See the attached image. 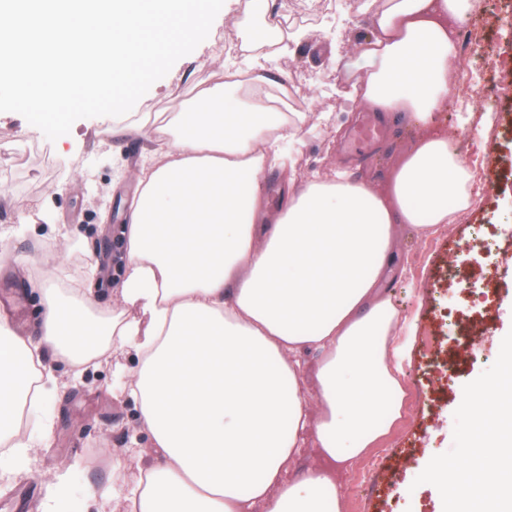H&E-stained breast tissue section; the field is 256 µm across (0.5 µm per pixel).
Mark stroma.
I'll return each mask as SVG.
<instances>
[{
  "label": "stroma",
  "instance_id": "obj_1",
  "mask_svg": "<svg viewBox=\"0 0 512 512\" xmlns=\"http://www.w3.org/2000/svg\"><path fill=\"white\" fill-rule=\"evenodd\" d=\"M245 0H225L214 20V45L198 46L153 83L133 110L74 122L72 144L48 142L29 131L14 112H0V247L28 261L49 265L62 289L97 282L103 306L112 292L118 261L121 200L136 190V171L146 152L143 138L112 139L115 123L136 124L142 113L177 111L189 87L216 71L224 54L217 42L234 36L245 56L275 39L276 30L250 19ZM465 23L483 39L484 56H462L460 71L470 83L467 100L449 98L442 121L471 170L485 168L476 181L471 208L430 236L400 227L383 290L410 331L401 382L404 411L389 431L339 477V512H450L442 491L421 483L436 460L451 459L468 441L472 426L462 404L475 382L493 379L500 361L493 346L512 311V0H479ZM292 54L271 57L267 68L288 72L300 109L310 120L332 115L329 128L308 134L294 155L297 181L344 170L350 180L384 189L392 168L421 135L419 129L390 124L387 138L371 157L350 149L363 111L346 112L333 95L332 59L344 52L360 63V43L370 31L362 9L337 6L324 21L303 25ZM108 223H101V213ZM492 224L502 252L488 262L470 247L474 226ZM489 313L485 335L467 342L463 316ZM467 344L461 371L449 377L443 365L449 349ZM59 390L48 402L53 434L34 448L32 471L0 479V512H40L56 473L68 474L65 512H126L124 494L149 458L151 434L135 403L121 392L112 367L92 366L74 376L62 360L53 364Z\"/></svg>",
  "mask_w": 512,
  "mask_h": 512
}]
</instances>
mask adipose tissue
<instances>
[{
	"instance_id": "obj_1",
	"label": "adipose tissue",
	"mask_w": 512,
	"mask_h": 512,
	"mask_svg": "<svg viewBox=\"0 0 512 512\" xmlns=\"http://www.w3.org/2000/svg\"><path fill=\"white\" fill-rule=\"evenodd\" d=\"M471 8L368 0L363 72L334 58L339 98L424 131L384 190L339 171L291 180L267 215L263 178L286 170L287 145L310 128L303 114L246 103L243 87L289 79L259 61L248 83L227 62L178 112L136 125L151 149L123 209L120 306L101 311L96 288L63 292L45 272L32 281L44 299L37 339L13 336L0 314V473L30 467L53 428L47 356L77 369L108 361L152 435V460L125 495L130 512H335L337 474L402 415L400 315L380 288L395 227L425 234L472 204L466 161L438 130L461 64L451 25ZM497 346L502 372L463 405L473 437L425 473L453 512H512V324ZM29 401L39 424L26 436ZM309 443L326 467L289 478Z\"/></svg>"
}]
</instances>
